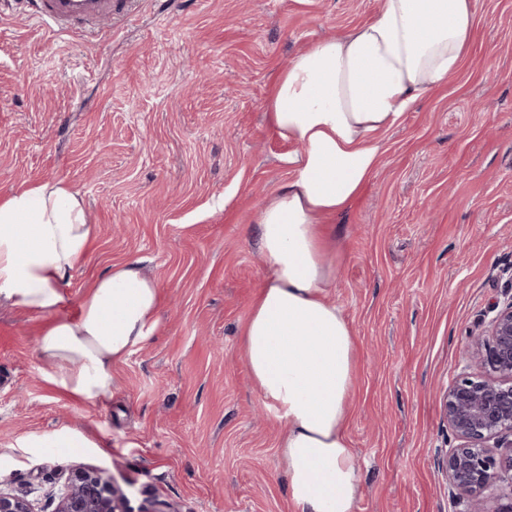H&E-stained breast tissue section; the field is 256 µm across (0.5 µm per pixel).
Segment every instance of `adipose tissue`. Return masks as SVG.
<instances>
[{
  "mask_svg": "<svg viewBox=\"0 0 512 512\" xmlns=\"http://www.w3.org/2000/svg\"><path fill=\"white\" fill-rule=\"evenodd\" d=\"M475 11L476 0H382L370 22L318 40L273 79L267 119L297 151L287 158L288 183L257 214L269 273L242 336L256 389L288 423L279 448L297 512H354L360 488L346 431L354 340L328 298L329 222L378 168L382 132L457 72ZM95 236L82 197L64 181L1 200L0 304L57 311ZM162 301L139 261L99 275L74 316L37 336L50 382L75 400L99 401L112 390L113 366L154 336Z\"/></svg>",
  "mask_w": 512,
  "mask_h": 512,
  "instance_id": "obj_1",
  "label": "adipose tissue"
}]
</instances>
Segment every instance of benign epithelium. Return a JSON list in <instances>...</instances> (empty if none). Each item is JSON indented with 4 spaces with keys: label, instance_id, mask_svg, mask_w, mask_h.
<instances>
[{
    "label": "benign epithelium",
    "instance_id": "7a95c632",
    "mask_svg": "<svg viewBox=\"0 0 512 512\" xmlns=\"http://www.w3.org/2000/svg\"><path fill=\"white\" fill-rule=\"evenodd\" d=\"M470 335L467 365L443 394L442 412L460 444L443 467L462 512H512V298L494 305ZM49 491L54 512H130L123 490L99 470L78 468ZM32 489L0 487V512H40Z\"/></svg>",
    "mask_w": 512,
    "mask_h": 512
}]
</instances>
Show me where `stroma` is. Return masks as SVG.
<instances>
[{"instance_id":"1","label":"stroma","mask_w":512,"mask_h":512,"mask_svg":"<svg viewBox=\"0 0 512 512\" xmlns=\"http://www.w3.org/2000/svg\"><path fill=\"white\" fill-rule=\"evenodd\" d=\"M380 0H124L98 32L49 29L0 0V198L65 181L98 233L59 316L139 258L164 301L155 336L78 402L50 384L42 318L0 304V483L45 493L84 466L132 512H296L241 330L268 269L254 227L291 171L273 76ZM456 75L385 131L386 153L327 254L355 341L347 433L354 512H461L439 466L457 444L441 390L472 331L512 297V0H476ZM59 432L87 448L38 447Z\"/></svg>"}]
</instances>
